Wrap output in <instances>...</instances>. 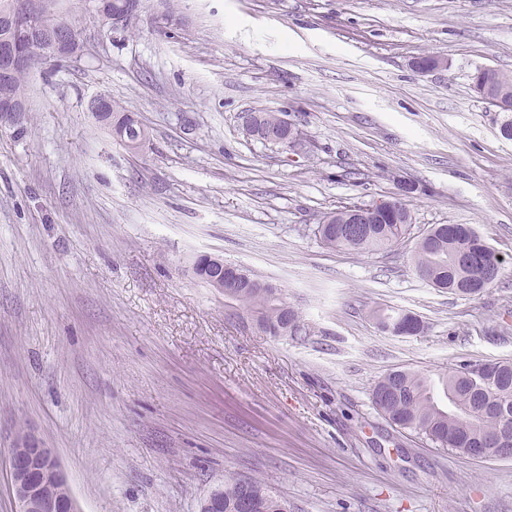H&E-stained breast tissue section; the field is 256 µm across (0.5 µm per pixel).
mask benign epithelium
<instances>
[{
    "instance_id": "1",
    "label": "benign epithelium",
    "mask_w": 512,
    "mask_h": 512,
    "mask_svg": "<svg viewBox=\"0 0 512 512\" xmlns=\"http://www.w3.org/2000/svg\"><path fill=\"white\" fill-rule=\"evenodd\" d=\"M100 27L120 28L123 17L91 5ZM42 44V64L55 66L71 57L70 24L46 0H0V76L6 78L26 60L17 36ZM461 454L483 460L512 458V448H463ZM16 512H79L65 472L53 451L31 433L23 435L9 457Z\"/></svg>"
}]
</instances>
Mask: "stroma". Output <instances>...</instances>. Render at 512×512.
<instances>
[{"mask_svg": "<svg viewBox=\"0 0 512 512\" xmlns=\"http://www.w3.org/2000/svg\"><path fill=\"white\" fill-rule=\"evenodd\" d=\"M56 8L82 53L0 120V512L26 432L80 512H200L230 473L288 512H512V459L435 447L371 401L396 369L512 360V140L472 87L481 66L512 76V0H141L126 34L86 0ZM102 93L143 151L91 112ZM257 110L304 149L244 137ZM402 181L416 230L468 224L495 250L493 285L433 287L409 241L321 244L325 213ZM205 255L280 288L304 333L233 317L193 272ZM377 320L379 324L392 321L394 328L397 329L396 334H412L422 328L421 321L416 316L409 313H399L395 316H390L388 313H379Z\"/></svg>", "mask_w": 512, "mask_h": 512, "instance_id": "35a3bbf8", "label": "stroma"}]
</instances>
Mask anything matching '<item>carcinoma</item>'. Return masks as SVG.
I'll return each instance as SVG.
<instances>
[{
  "mask_svg": "<svg viewBox=\"0 0 512 512\" xmlns=\"http://www.w3.org/2000/svg\"><path fill=\"white\" fill-rule=\"evenodd\" d=\"M27 52L31 66L19 69L0 81V102L27 101L30 71L38 65L40 46L31 43ZM484 85L505 105L512 106V77L496 69L485 73ZM99 121L112 127L124 146L148 140L146 130L121 107L108 99L95 109ZM259 136L255 141L266 146L282 147L291 135L303 137L298 126L290 127L274 112H258ZM347 208L323 216L316 232L330 249L372 253L388 249L409 237L412 215L409 207L377 211L370 223L362 225L360 236L345 233ZM427 237L415 243L412 262L418 275L435 277V287L460 292L463 288H487L498 275L486 276L490 268L501 269L496 253L469 226L436 224L426 230ZM224 297L234 301L256 325L272 336H296L302 331L298 313L288 305L281 289L261 282L241 269L224 273ZM380 323L391 321L399 334H412L422 328L421 321L409 313L377 315ZM504 379L463 377L459 367L433 380L409 370H393L377 382L372 402L395 425L423 435L442 448H474L497 435V410L502 404L512 405V362L502 361ZM252 497L256 512H288V502L253 478L230 475L224 479V512H236V504L244 496Z\"/></svg>",
  "mask_w": 512,
  "mask_h": 512,
  "instance_id": "1",
  "label": "carcinoma"
}]
</instances>
